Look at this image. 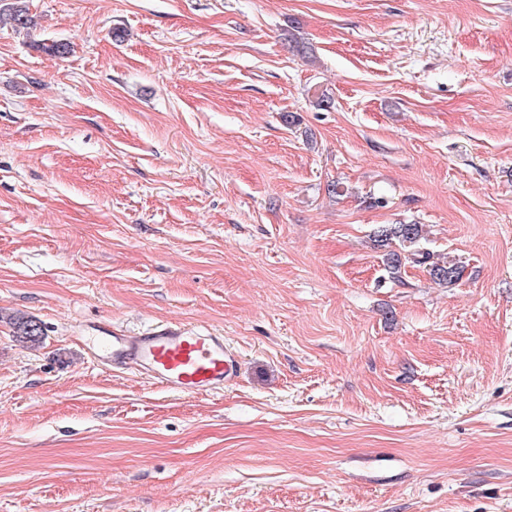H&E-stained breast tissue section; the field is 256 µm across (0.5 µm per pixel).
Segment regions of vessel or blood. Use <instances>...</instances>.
Wrapping results in <instances>:
<instances>
[{"label":"vessel or blood","mask_w":512,"mask_h":512,"mask_svg":"<svg viewBox=\"0 0 512 512\" xmlns=\"http://www.w3.org/2000/svg\"><path fill=\"white\" fill-rule=\"evenodd\" d=\"M84 342L96 362L134 369L152 383L184 395L223 390L238 367L223 336L183 323L134 334L106 330Z\"/></svg>","instance_id":"1"}]
</instances>
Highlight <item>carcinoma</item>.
Here are the masks:
<instances>
[{
    "mask_svg": "<svg viewBox=\"0 0 512 512\" xmlns=\"http://www.w3.org/2000/svg\"><path fill=\"white\" fill-rule=\"evenodd\" d=\"M8 17L17 30L26 29L31 24L28 9L18 0L8 7H0V19ZM371 245L383 251V261L393 279L401 278L402 268L407 264L419 265L426 269L430 278L438 284H452L460 279L463 269L448 259L439 260L426 247V232L422 224H382L373 230ZM18 341L38 345L42 342L41 325L29 319L14 321Z\"/></svg>",
    "mask_w": 512,
    "mask_h": 512,
    "instance_id": "carcinoma-1",
    "label": "carcinoma"
}]
</instances>
